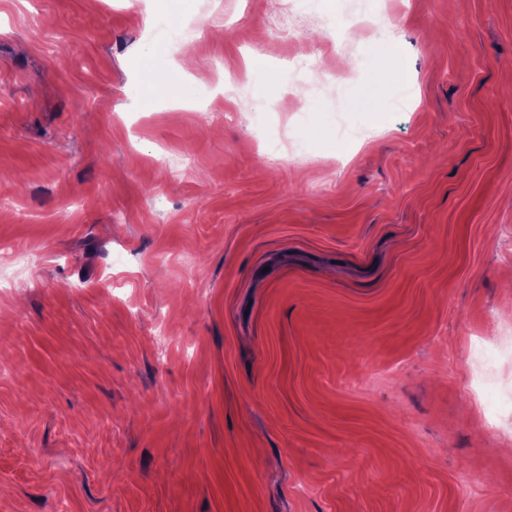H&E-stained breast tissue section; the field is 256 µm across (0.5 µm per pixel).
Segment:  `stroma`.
<instances>
[{
	"instance_id": "35a3bbf8",
	"label": "stroma",
	"mask_w": 512,
	"mask_h": 512,
	"mask_svg": "<svg viewBox=\"0 0 512 512\" xmlns=\"http://www.w3.org/2000/svg\"><path fill=\"white\" fill-rule=\"evenodd\" d=\"M286 2L0 0V512H512V0ZM389 16L387 13L378 11L376 7L368 13H365L363 10L358 11L356 6L345 10L346 26L352 28L360 26L382 27L392 23L391 19L388 18Z\"/></svg>"
}]
</instances>
